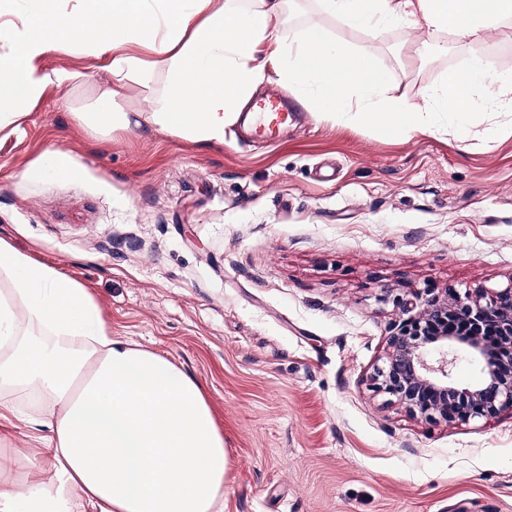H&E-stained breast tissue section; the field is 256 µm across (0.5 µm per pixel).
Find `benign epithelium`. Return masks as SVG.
Masks as SVG:
<instances>
[{
  "mask_svg": "<svg viewBox=\"0 0 512 512\" xmlns=\"http://www.w3.org/2000/svg\"><path fill=\"white\" fill-rule=\"evenodd\" d=\"M397 305L401 318L382 363L367 377L370 385L411 416L433 423L463 424L512 411V285L462 296L427 289ZM489 334L499 348L487 343ZM460 355L480 366L471 385L454 378Z\"/></svg>",
  "mask_w": 512,
  "mask_h": 512,
  "instance_id": "7a95c632",
  "label": "benign epithelium"
}]
</instances>
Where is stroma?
<instances>
[{
	"label": "stroma",
	"instance_id": "35a3bbf8",
	"mask_svg": "<svg viewBox=\"0 0 512 512\" xmlns=\"http://www.w3.org/2000/svg\"><path fill=\"white\" fill-rule=\"evenodd\" d=\"M325 27L375 56L392 96L476 60L512 74V21L479 41ZM42 65L84 78L0 133V237L88 285L113 336L201 383L228 451L224 512H512L511 412L436 424L365 380L394 296L512 284V134L470 146L511 108L486 91L458 131L403 136L323 119L272 81L256 97L286 99L297 123L267 142L237 122L202 150L147 128L87 134L70 113L92 110L109 72L75 48ZM50 146L78 175L22 178ZM26 416L0 421L18 481L36 473Z\"/></svg>",
	"mask_w": 512,
	"mask_h": 512
}]
</instances>
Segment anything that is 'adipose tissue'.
Returning a JSON list of instances; mask_svg holds the SVG:
<instances>
[{"label": "adipose tissue", "mask_w": 512, "mask_h": 512, "mask_svg": "<svg viewBox=\"0 0 512 512\" xmlns=\"http://www.w3.org/2000/svg\"><path fill=\"white\" fill-rule=\"evenodd\" d=\"M355 30L413 21L479 39L512 19V0H315ZM288 0H0V132L14 131L48 87L82 79L45 70L53 51L86 46L111 81L97 109L72 111L90 134L149 128L200 149L262 83L277 80L321 116L402 134L457 128L479 89L512 104V74L482 62L446 73L419 101L389 97L375 57L317 21L288 45L273 35ZM163 76L146 112H122L130 83ZM35 401L40 479L16 482L0 453V512H224L229 458L199 382L168 358L113 337L88 287L0 238V411Z\"/></svg>", "instance_id": "adipose-tissue-1"}]
</instances>
